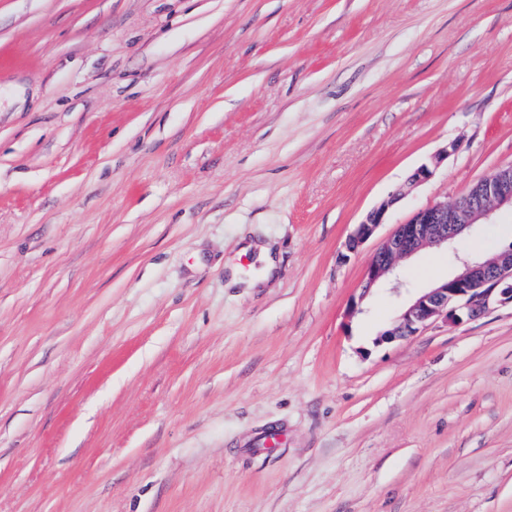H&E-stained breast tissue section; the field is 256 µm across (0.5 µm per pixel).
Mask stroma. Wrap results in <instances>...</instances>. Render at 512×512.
Masks as SVG:
<instances>
[{
  "label": "stroma",
  "instance_id": "1",
  "mask_svg": "<svg viewBox=\"0 0 512 512\" xmlns=\"http://www.w3.org/2000/svg\"><path fill=\"white\" fill-rule=\"evenodd\" d=\"M509 166L512 0H0V512H512V307L374 343L512 208L359 295ZM457 150L458 143L456 141H449L442 149L431 157L428 163L421 165L410 175L408 179V189L413 188L431 178L434 170L447 160L448 156L456 153ZM503 205L512 208V166L486 176L452 205L435 203L416 210L370 257L360 297L365 298L400 262L422 249H448L474 226L490 224L494 212ZM400 199L399 194L390 197L388 202L381 204L378 208L369 212L365 219L356 225L353 233L350 235L346 249L349 253H355L358 249L372 238L380 224H384L388 209Z\"/></svg>",
  "mask_w": 512,
  "mask_h": 512
}]
</instances>
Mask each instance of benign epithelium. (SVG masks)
I'll use <instances>...</instances> for the list:
<instances>
[{"label":"benign epithelium","instance_id":"benign-epithelium-1","mask_svg":"<svg viewBox=\"0 0 512 512\" xmlns=\"http://www.w3.org/2000/svg\"><path fill=\"white\" fill-rule=\"evenodd\" d=\"M457 150V142H448L410 175L408 187L431 178L434 170ZM400 198L399 194L391 196L356 225L346 243L348 252H357L374 236L388 209ZM503 205L512 206V166L486 176L449 206L435 203L416 210L370 257L363 288L350 305V315L361 312L359 304L366 295L393 273L400 262L424 248H446L456 243L474 226L490 223L494 212ZM492 304L512 306V246L492 255L460 259V269L414 295L397 322L377 336L375 344L410 339L438 319L452 323L474 320Z\"/></svg>","mask_w":512,"mask_h":512}]
</instances>
